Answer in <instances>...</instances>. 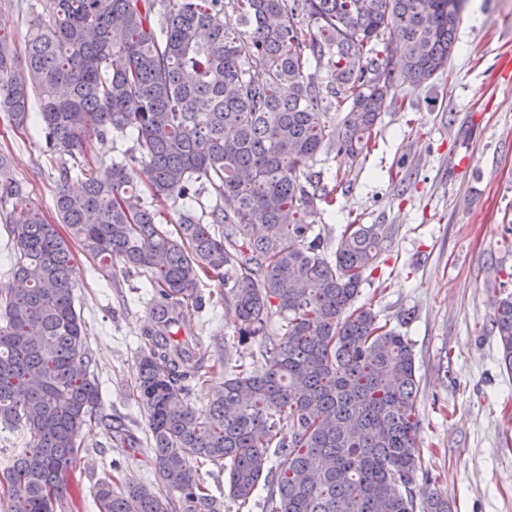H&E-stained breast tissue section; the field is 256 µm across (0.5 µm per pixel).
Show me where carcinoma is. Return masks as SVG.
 Wrapping results in <instances>:
<instances>
[{"mask_svg":"<svg viewBox=\"0 0 512 512\" xmlns=\"http://www.w3.org/2000/svg\"><path fill=\"white\" fill-rule=\"evenodd\" d=\"M462 0H38L25 68L0 31V112L35 122L59 159L57 222L20 185L0 183L11 206L9 282L0 288V429L25 430L0 498L6 512H54L76 465L82 434L101 424L111 440L139 444L104 411L76 310L72 242L112 276L143 275L156 300L141 329L133 393L147 414L148 462L158 485L133 478L94 487L97 512H220L199 470H224L229 498L261 512H453L438 488L418 502L415 477L433 481L417 444L413 346L354 307L378 268L383 224H349L325 253L310 218L324 200L316 156L355 163L398 88L426 84L448 66ZM238 15V26L226 21ZM392 28L399 65L367 44ZM264 60L262 71L250 61ZM349 103L339 121L330 108ZM133 135L135 147L104 176L63 160L92 135ZM151 171V201L134 185ZM83 177L72 192V174ZM223 204L199 203L196 183ZM178 201L174 229L161 207ZM199 208H194L193 204ZM66 226L69 235L61 233ZM224 280L237 341L279 338L263 365L207 364V351L177 337L199 313L205 278ZM493 329L512 375V293L495 304ZM211 385L209 413L189 402Z\"/></svg>","mask_w":512,"mask_h":512,"instance_id":"1","label":"carcinoma"}]
</instances>
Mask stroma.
Instances as JSON below:
<instances>
[{"mask_svg":"<svg viewBox=\"0 0 512 512\" xmlns=\"http://www.w3.org/2000/svg\"><path fill=\"white\" fill-rule=\"evenodd\" d=\"M35 2L0 0V28L12 33L20 57ZM43 150L35 130L0 119L7 177L51 219L57 172ZM313 168L329 197L314 216L329 249L352 222L388 231L357 303L413 344L419 446L437 478L433 485L417 479L416 498L436 487L457 512H512V375L500 365L492 331L494 302L512 291V0H469L445 70L418 89L398 91L360 162L322 153ZM73 255L75 306L104 409L146 438L147 417L132 388L153 295L143 276L117 266L104 279L81 247ZM201 292L206 310L186 320L181 334L208 346L214 359L250 363L266 340L277 339L278 311H270L265 336L241 344L224 318L222 281L204 280ZM114 460L138 481L153 482L144 455L111 444L93 424L55 512H95L93 487L112 476Z\"/></svg>","mask_w":512,"mask_h":512,"instance_id":"obj_1","label":"stroma"}]
</instances>
